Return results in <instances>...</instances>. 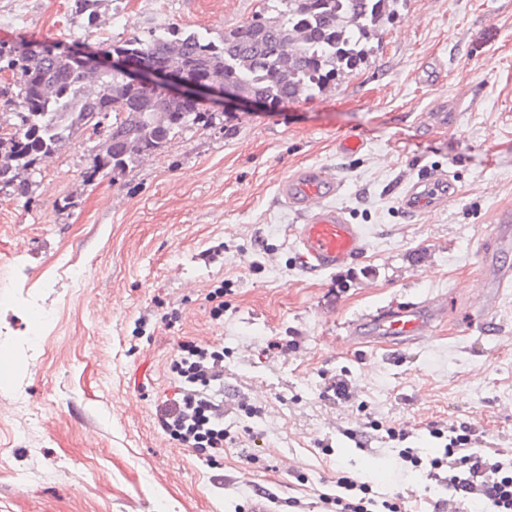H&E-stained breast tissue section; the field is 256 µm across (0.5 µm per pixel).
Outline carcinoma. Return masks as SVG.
I'll return each mask as SVG.
<instances>
[{
  "label": "carcinoma",
  "mask_w": 512,
  "mask_h": 512,
  "mask_svg": "<svg viewBox=\"0 0 512 512\" xmlns=\"http://www.w3.org/2000/svg\"><path fill=\"white\" fill-rule=\"evenodd\" d=\"M399 0H262L252 20L212 41L196 32L168 30L148 40L132 37L99 45L95 53L138 60L187 81L235 87L271 108L323 94L368 62L384 20ZM19 88L9 131L0 134V187L30 192L28 171L73 136L97 130L105 137L87 178L102 170L122 174L152 156L188 126L207 128L212 115L188 98L161 94L103 72L89 56L78 63L57 43L0 44V62Z\"/></svg>",
  "instance_id": "cac0c4a2"
}]
</instances>
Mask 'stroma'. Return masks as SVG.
I'll return each mask as SVG.
<instances>
[{"label":"stroma","mask_w":512,"mask_h":512,"mask_svg":"<svg viewBox=\"0 0 512 512\" xmlns=\"http://www.w3.org/2000/svg\"><path fill=\"white\" fill-rule=\"evenodd\" d=\"M260 6L0 0V42L93 49L171 27L214 39ZM445 101L453 124L431 127ZM213 114L122 176L87 179L88 131L32 172L29 196L0 189V512H243L259 487L270 512H328L342 475L403 495L406 512H474L370 423L409 431L424 460L444 446L430 424H465L474 452L512 462V287L486 328L464 318L491 226L512 209V0H400L373 56L332 92ZM351 135L364 150L339 154ZM309 165L342 181L336 203L366 232L340 271H304L278 200L279 181ZM426 167L453 175L456 193L407 216L401 196ZM439 295L448 318L424 343L349 338L366 312ZM186 340L225 353L211 394L236 441L215 461L156 415Z\"/></svg>","instance_id":"obj_1"}]
</instances>
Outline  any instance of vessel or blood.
Segmentation results:
<instances>
[{
	"instance_id": "vessel-or-blood-1",
	"label": "vessel or blood",
	"mask_w": 512,
	"mask_h": 512,
	"mask_svg": "<svg viewBox=\"0 0 512 512\" xmlns=\"http://www.w3.org/2000/svg\"><path fill=\"white\" fill-rule=\"evenodd\" d=\"M453 187L447 173L434 170L422 173L404 193L401 207L414 215L447 205ZM341 182L325 169L303 167L282 181L281 199L299 219L293 225L295 250L312 274L332 272L349 266L366 251V237L361 225L352 223L344 209L330 205L339 195ZM512 253V214L502 213L491 238L482 251L480 267L481 294L471 323L484 322L497 307L501 292L512 285V264L504 255ZM448 315V301L443 297L420 302H406L381 307L353 321L349 334L359 343L369 339L392 344H411L432 335Z\"/></svg>"
}]
</instances>
